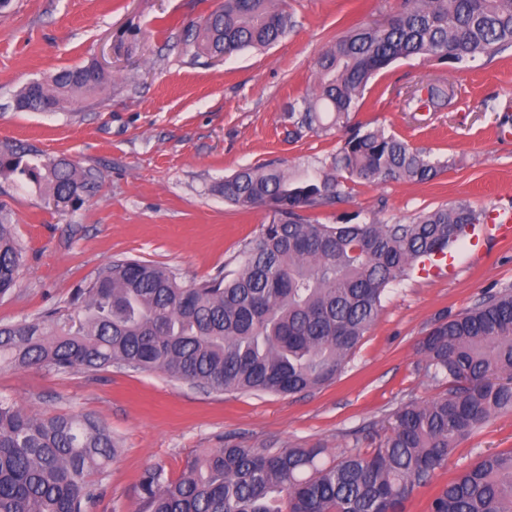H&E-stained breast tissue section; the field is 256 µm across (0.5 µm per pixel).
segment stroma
Masks as SVG:
<instances>
[{"instance_id":"35a3bbf8","label":"stroma","mask_w":512,"mask_h":512,"mask_svg":"<svg viewBox=\"0 0 512 512\" xmlns=\"http://www.w3.org/2000/svg\"><path fill=\"white\" fill-rule=\"evenodd\" d=\"M218 0H12L0 10V144L32 146L99 171L82 205L55 210L46 190L0 178V206L12 215L25 252L17 288L0 298V322L31 320L61 306L81 281L121 257L172 270L184 285L235 268V257L268 218L220 192L225 177L275 165L296 178L331 168L340 131L290 134L287 109L314 80V63L336 37L391 19L400 0H288L295 21L263 51L216 61L198 51L193 29ZM105 87L76 112H20L27 83L96 58ZM446 92L440 104L428 90ZM352 122L403 138L447 165L427 183L362 184L318 209L321 223L346 218L406 224L459 200L476 211L512 210V50L457 68L411 56L373 78ZM512 289V241L472 261L463 252L446 279L410 272L388 286L375 325L342 374L293 395L205 392L158 372L112 368L60 372L0 368V397L35 412L88 413L119 441L101 475L92 512H137L145 467L182 476L201 450L323 444L328 457L371 450L400 403L433 399L445 386L419 370L420 341L444 318L491 292ZM512 450V415L498 417L455 449L447 467L405 505L425 512L435 491L481 455Z\"/></svg>"}]
</instances>
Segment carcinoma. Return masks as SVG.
<instances>
[{
	"label": "carcinoma",
	"mask_w": 512,
	"mask_h": 512,
	"mask_svg": "<svg viewBox=\"0 0 512 512\" xmlns=\"http://www.w3.org/2000/svg\"><path fill=\"white\" fill-rule=\"evenodd\" d=\"M293 26L287 0H222L202 25L201 48L230 57L268 47ZM512 48V0H401L398 16L342 36L316 60L313 88L288 106L298 136L346 131L331 171L304 180L281 168H244L224 179V200L270 210L238 266L191 286L168 268L117 258L80 283L63 310L0 323V367L160 372L206 392L295 394L339 376L375 325L386 287L423 257L444 255L478 215L465 201L408 224H322L308 212L353 184L426 182L446 168L380 127L349 125L367 86L395 61L450 64ZM91 62L24 86L15 107L62 109L99 91ZM49 189L56 208L81 204L100 174L66 158L0 146V176ZM24 251L0 209V297L17 287ZM421 370L448 393L389 414L390 432L327 464L326 448L226 444L171 480L160 464L140 479L139 512H404L406 501L447 466L457 445L495 416L512 413V291L437 322L421 345ZM112 432L93 417L33 414L0 399V512H90L92 475L116 457ZM427 512H512V451L456 471Z\"/></svg>",
	"instance_id": "obj_1"
}]
</instances>
